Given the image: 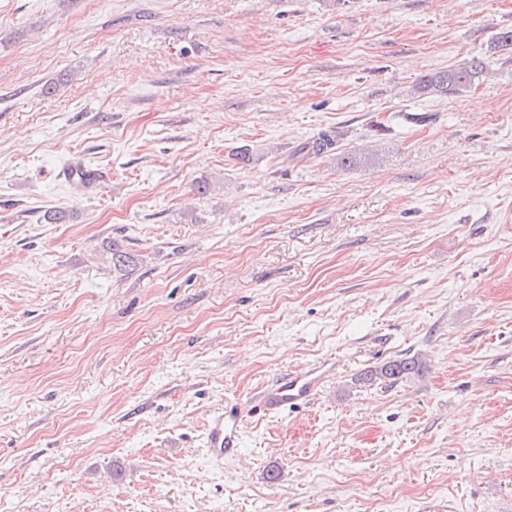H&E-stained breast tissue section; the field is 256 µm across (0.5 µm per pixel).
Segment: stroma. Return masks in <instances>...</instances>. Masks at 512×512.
Segmentation results:
<instances>
[{
    "label": "stroma",
    "mask_w": 512,
    "mask_h": 512,
    "mask_svg": "<svg viewBox=\"0 0 512 512\" xmlns=\"http://www.w3.org/2000/svg\"><path fill=\"white\" fill-rule=\"evenodd\" d=\"M510 30L512 0H0V512H512ZM327 131L363 164L293 159ZM75 156L111 185L58 182ZM483 60H470L448 70L425 74L415 84V90L422 94L448 96L460 94L472 87L474 79L486 73ZM425 369L426 364L421 359L414 357L396 359L365 371L358 381L370 385L386 381L394 383L412 376H419ZM334 369L328 360L301 371L292 372L263 387L256 395V406L264 412H276L284 407H301L311 403L326 378ZM244 413L241 407L231 405L212 417L205 441L207 452L213 460L224 461V457L237 454Z\"/></svg>",
    "instance_id": "1"
}]
</instances>
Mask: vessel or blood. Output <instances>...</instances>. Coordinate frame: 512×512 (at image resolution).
<instances>
[{"label":"vessel or blood","instance_id":"1","mask_svg":"<svg viewBox=\"0 0 512 512\" xmlns=\"http://www.w3.org/2000/svg\"><path fill=\"white\" fill-rule=\"evenodd\" d=\"M330 361L292 372L263 387L255 403L262 411L275 412L285 407L311 403L321 390L326 378L333 371ZM244 411L232 405L215 414L206 435L209 456L216 461L236 455L241 443V426Z\"/></svg>","mask_w":512,"mask_h":512}]
</instances>
